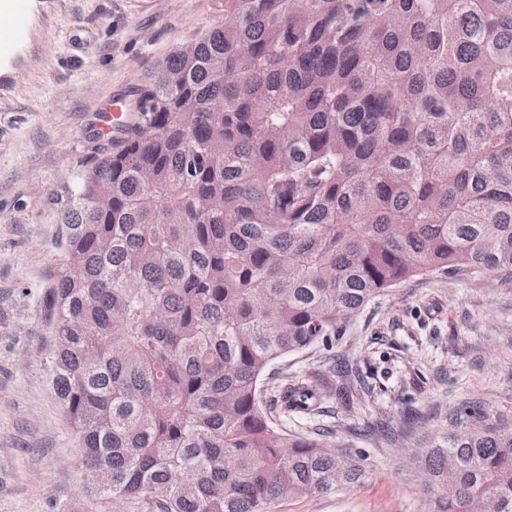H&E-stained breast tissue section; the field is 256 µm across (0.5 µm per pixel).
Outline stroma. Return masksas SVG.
Wrapping results in <instances>:
<instances>
[{"mask_svg": "<svg viewBox=\"0 0 512 512\" xmlns=\"http://www.w3.org/2000/svg\"><path fill=\"white\" fill-rule=\"evenodd\" d=\"M0 17V512H89L78 441L49 384L43 275L59 216L91 167L101 108L122 98L179 43L224 18V0H16ZM357 362L373 387L345 407L278 427L325 434L368 455L361 486L278 501L272 512H427L403 442L377 424L415 434L443 429L466 401L512 423V283L488 276H416L368 305L333 349L288 355L265 397L324 371L329 356Z\"/></svg>", "mask_w": 512, "mask_h": 512, "instance_id": "stroma-1", "label": "stroma"}]
</instances>
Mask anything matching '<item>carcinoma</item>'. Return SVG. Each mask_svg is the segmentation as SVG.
<instances>
[{"instance_id": "obj_1", "label": "carcinoma", "mask_w": 512, "mask_h": 512, "mask_svg": "<svg viewBox=\"0 0 512 512\" xmlns=\"http://www.w3.org/2000/svg\"><path fill=\"white\" fill-rule=\"evenodd\" d=\"M128 97L44 272L82 493L271 512L363 484L365 455L276 427L262 384L406 279H512V0H224ZM347 373L338 398L370 393ZM450 426L409 451L430 512H512V425Z\"/></svg>"}]
</instances>
